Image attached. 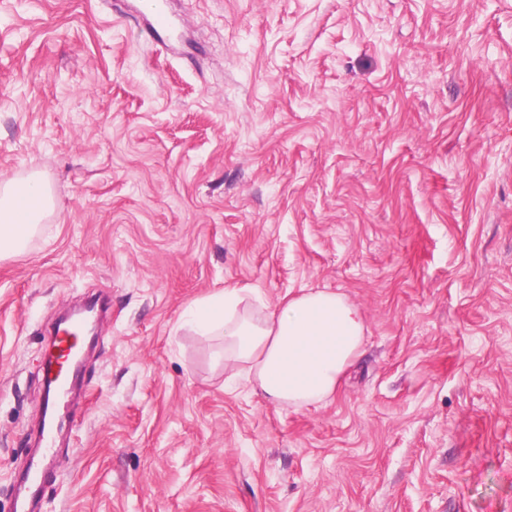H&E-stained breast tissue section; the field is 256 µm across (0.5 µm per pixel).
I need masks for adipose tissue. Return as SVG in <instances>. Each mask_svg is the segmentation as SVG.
<instances>
[{
    "label": "adipose tissue",
    "mask_w": 512,
    "mask_h": 512,
    "mask_svg": "<svg viewBox=\"0 0 512 512\" xmlns=\"http://www.w3.org/2000/svg\"><path fill=\"white\" fill-rule=\"evenodd\" d=\"M52 199L38 177L0 180V258L24 250ZM190 323L223 342L224 381H252L267 400L303 408L327 400L362 353L360 310L343 295L307 289L276 306L227 288L194 302Z\"/></svg>",
    "instance_id": "1"
}]
</instances>
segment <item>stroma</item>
<instances>
[{
    "instance_id": "35a3bbf8",
    "label": "stroma",
    "mask_w": 512,
    "mask_h": 512,
    "mask_svg": "<svg viewBox=\"0 0 512 512\" xmlns=\"http://www.w3.org/2000/svg\"><path fill=\"white\" fill-rule=\"evenodd\" d=\"M0 0V512L57 315L106 303L41 512H512V0ZM227 287L364 315L333 397L229 388ZM45 183L38 177L0 180V259L24 250L52 207Z\"/></svg>"
}]
</instances>
